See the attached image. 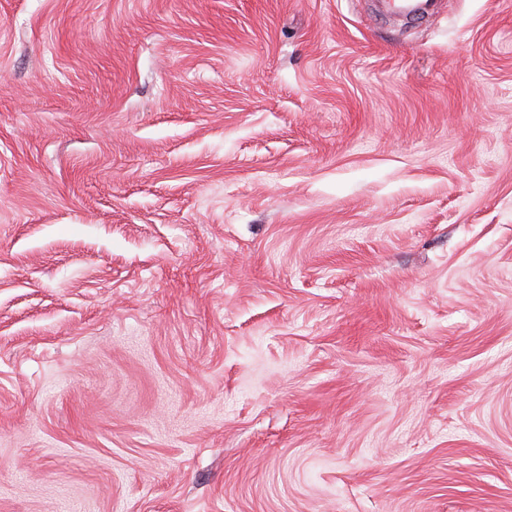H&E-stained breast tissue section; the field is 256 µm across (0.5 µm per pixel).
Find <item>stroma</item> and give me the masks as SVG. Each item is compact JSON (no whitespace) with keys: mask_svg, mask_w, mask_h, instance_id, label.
I'll return each instance as SVG.
<instances>
[{"mask_svg":"<svg viewBox=\"0 0 512 512\" xmlns=\"http://www.w3.org/2000/svg\"><path fill=\"white\" fill-rule=\"evenodd\" d=\"M0 512H512V0H0ZM382 5L385 12L390 14H401L412 16L414 18L425 19L432 16L430 12L432 6L438 0H384Z\"/></svg>","mask_w":512,"mask_h":512,"instance_id":"1","label":"stroma"}]
</instances>
